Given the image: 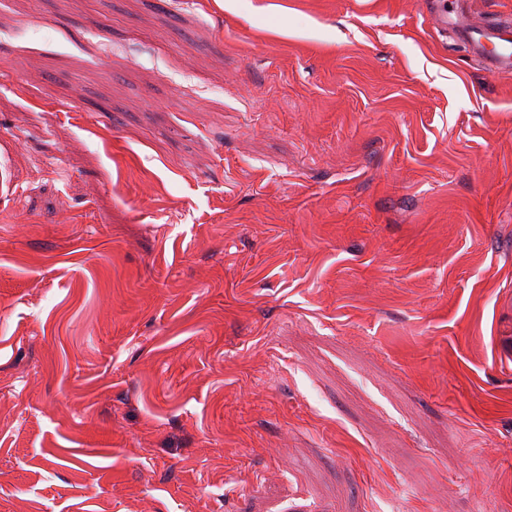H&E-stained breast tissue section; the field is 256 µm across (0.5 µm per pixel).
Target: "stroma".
I'll return each mask as SVG.
<instances>
[{"label": "stroma", "instance_id": "35a3bbf8", "mask_svg": "<svg viewBox=\"0 0 512 512\" xmlns=\"http://www.w3.org/2000/svg\"><path fill=\"white\" fill-rule=\"evenodd\" d=\"M0 512H512V71L426 0H0Z\"/></svg>", "mask_w": 512, "mask_h": 512}]
</instances>
